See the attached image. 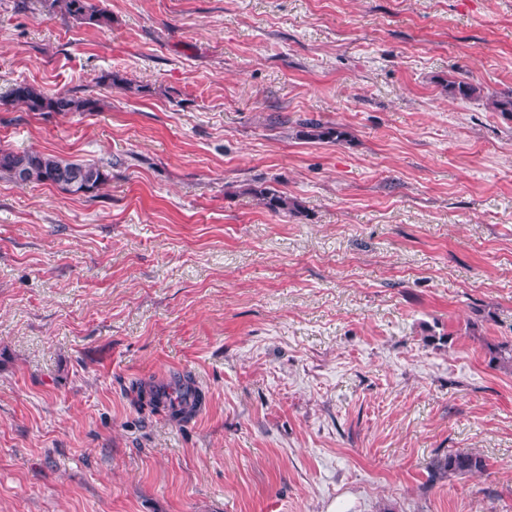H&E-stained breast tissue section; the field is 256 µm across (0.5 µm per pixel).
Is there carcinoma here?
<instances>
[{"mask_svg":"<svg viewBox=\"0 0 512 512\" xmlns=\"http://www.w3.org/2000/svg\"><path fill=\"white\" fill-rule=\"evenodd\" d=\"M44 7L49 10H60L79 24L95 26L99 29L112 26V15L99 8L94 0H43ZM110 84L128 92L140 94L148 87L136 84L118 72L106 75ZM448 94L467 99H486L487 105L495 112L512 115V90L486 95L478 85L461 80H448ZM6 99L13 105L24 108L26 112L41 114L94 112L102 107L98 99L78 97L74 95H50L28 83L14 84ZM298 136L313 142H341L346 137L341 127L316 119H304L298 123ZM110 161L78 162L60 156L35 150H3L0 149V174L6 175L18 185L42 184L53 185L69 192L71 188L83 191L92 197L108 184L112 175ZM244 193L255 197L258 203L274 214H294L302 212V204L277 188L268 185H250ZM489 365L498 369L512 371V345L501 344L489 348ZM167 389L165 385H148L140 388V395L147 399L153 410H168L184 418L195 413L203 400L202 391L188 375L174 381L173 397L166 401L160 400L161 393ZM486 468L483 456L474 451H450L436 459L431 471V480L469 476L481 473Z\"/></svg>","mask_w":512,"mask_h":512,"instance_id":"carcinoma-1","label":"carcinoma"}]
</instances>
